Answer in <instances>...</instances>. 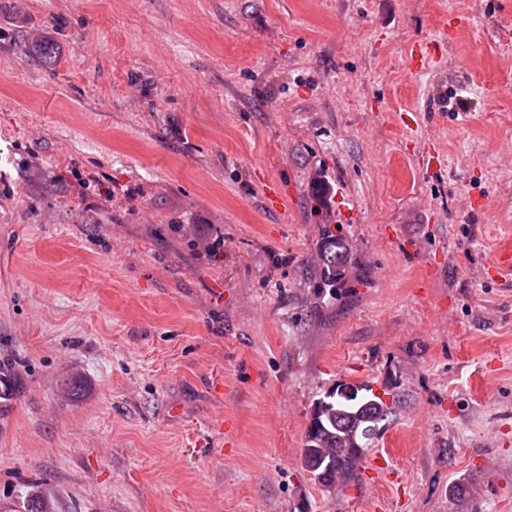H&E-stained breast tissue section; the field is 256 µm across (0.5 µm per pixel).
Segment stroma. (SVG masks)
Masks as SVG:
<instances>
[{
  "label": "stroma",
  "instance_id": "stroma-1",
  "mask_svg": "<svg viewBox=\"0 0 512 512\" xmlns=\"http://www.w3.org/2000/svg\"><path fill=\"white\" fill-rule=\"evenodd\" d=\"M504 250L512 0H0V512H512ZM321 257L320 280L321 287L334 288L343 278V266L348 257V248L345 240L326 231L319 245ZM358 388L352 384L342 385L340 391L346 395L331 390L312 410L311 416L317 412L318 419L310 421L302 458L326 486L355 478L366 448L365 441L391 413L380 397L362 393L370 389ZM354 392V396H347Z\"/></svg>",
  "mask_w": 512,
  "mask_h": 512
}]
</instances>
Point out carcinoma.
Returning <instances> with one entry per match:
<instances>
[{
	"label": "carcinoma",
	"instance_id": "obj_1",
	"mask_svg": "<svg viewBox=\"0 0 512 512\" xmlns=\"http://www.w3.org/2000/svg\"><path fill=\"white\" fill-rule=\"evenodd\" d=\"M34 50L39 62L45 65L56 57V46L48 40L37 42ZM319 253L320 287L333 288L343 278L347 244L328 230L321 237ZM313 412L317 418L311 421L302 458L326 486L354 479L364 455L365 441L371 438L376 426L388 419L390 409L374 394L359 390L347 396L334 389L315 403Z\"/></svg>",
	"mask_w": 512,
	"mask_h": 512
}]
</instances>
